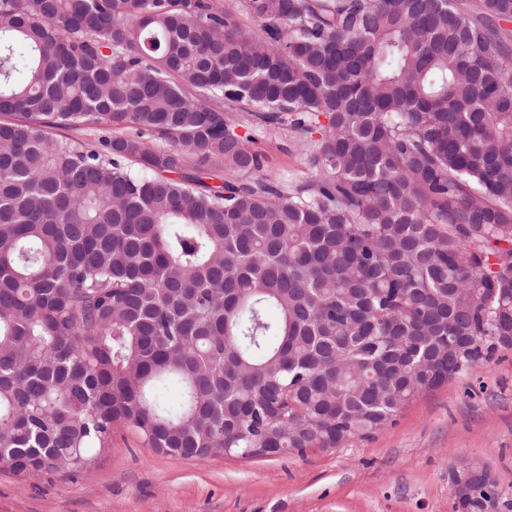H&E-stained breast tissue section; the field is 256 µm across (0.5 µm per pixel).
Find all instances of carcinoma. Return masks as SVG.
<instances>
[{"label": "carcinoma", "mask_w": 512, "mask_h": 512, "mask_svg": "<svg viewBox=\"0 0 512 512\" xmlns=\"http://www.w3.org/2000/svg\"><path fill=\"white\" fill-rule=\"evenodd\" d=\"M242 8L260 31L224 0H0L17 474L125 427L182 458L335 448L512 348V0ZM233 112L320 133L315 179L271 181Z\"/></svg>", "instance_id": "1"}]
</instances>
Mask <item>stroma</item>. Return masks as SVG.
Masks as SVG:
<instances>
[{
  "mask_svg": "<svg viewBox=\"0 0 512 512\" xmlns=\"http://www.w3.org/2000/svg\"><path fill=\"white\" fill-rule=\"evenodd\" d=\"M257 150L272 179L308 182L310 143L280 129ZM487 467L512 502V349L496 351L403 407L389 426L328 449L185 459L115 431L86 472L39 477L0 468V512H455L460 463Z\"/></svg>",
  "mask_w": 512,
  "mask_h": 512,
  "instance_id": "35a3bbf8",
  "label": "stroma"
}]
</instances>
